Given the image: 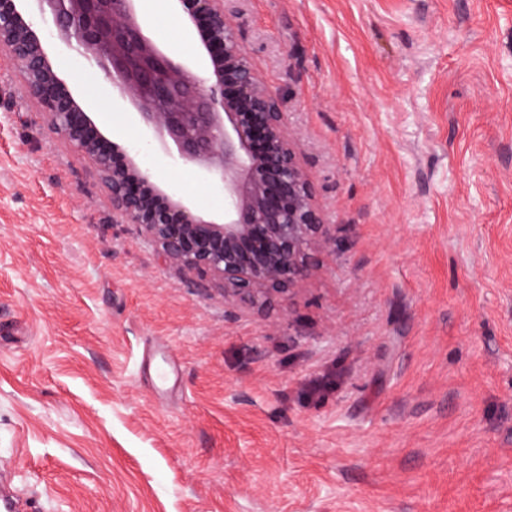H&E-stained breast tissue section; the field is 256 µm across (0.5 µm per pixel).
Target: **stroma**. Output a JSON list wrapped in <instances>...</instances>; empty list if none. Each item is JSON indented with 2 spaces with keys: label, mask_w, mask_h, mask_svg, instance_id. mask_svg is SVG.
I'll list each match as a JSON object with an SVG mask.
<instances>
[{
  "label": "stroma",
  "mask_w": 512,
  "mask_h": 512,
  "mask_svg": "<svg viewBox=\"0 0 512 512\" xmlns=\"http://www.w3.org/2000/svg\"><path fill=\"white\" fill-rule=\"evenodd\" d=\"M226 6L332 241L267 314L225 302L113 223L0 63V466L38 512H512V0ZM138 14L208 75L172 0ZM43 41L137 139L111 75ZM143 163L222 220L197 166Z\"/></svg>",
  "instance_id": "obj_1"
}]
</instances>
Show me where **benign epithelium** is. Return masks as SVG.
I'll return each mask as SVG.
<instances>
[{
  "label": "benign epithelium",
  "instance_id": "1",
  "mask_svg": "<svg viewBox=\"0 0 512 512\" xmlns=\"http://www.w3.org/2000/svg\"><path fill=\"white\" fill-rule=\"evenodd\" d=\"M28 0H0V51L55 132L86 157L112 200V223L134 224L162 262L224 288V301L266 310L292 296L331 241L278 96L249 60L224 0H178L204 27L212 76L143 33L137 0H36L52 34L112 71L141 137L118 149L50 65ZM158 145L224 192V219L200 218L141 163Z\"/></svg>",
  "mask_w": 512,
  "mask_h": 512
}]
</instances>
